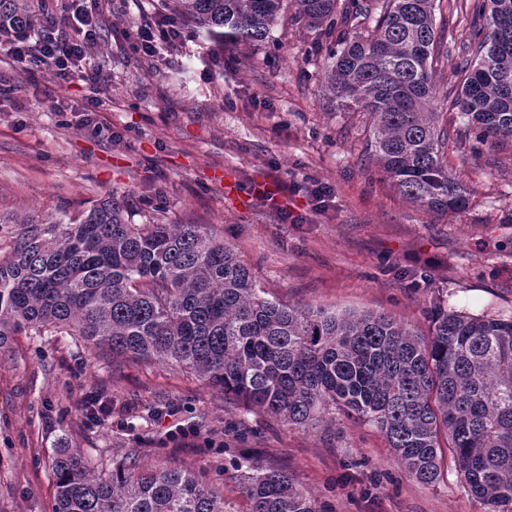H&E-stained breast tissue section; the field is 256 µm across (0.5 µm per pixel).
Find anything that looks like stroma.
Wrapping results in <instances>:
<instances>
[{"instance_id": "35a3bbf8", "label": "stroma", "mask_w": 512, "mask_h": 512, "mask_svg": "<svg viewBox=\"0 0 512 512\" xmlns=\"http://www.w3.org/2000/svg\"><path fill=\"white\" fill-rule=\"evenodd\" d=\"M155 0H80L98 25L89 55L93 85L50 68L0 69V213L59 217L116 194L132 223L202 224L221 234L263 288L289 303L383 312L420 333L435 300L467 314L512 309V147L473 158L451 154L469 185L461 211H426L399 194L370 156L371 121L341 110L325 87L328 44L280 15L269 42L217 47L203 39L159 46L131 38ZM436 26L448 55L435 66L441 91L457 93V48L467 26L458 0H439ZM439 101L449 125L457 110ZM96 125H81V110ZM233 171L228 196L213 171ZM330 185L324 210L300 195L288 214L258 200L252 182ZM111 404L104 422L77 409ZM214 439L187 448L168 437L167 410ZM92 466L133 456L204 472L233 512H249L234 463L249 453L285 469L325 512H486L462 485L452 457L425 486L409 479L370 425L337 417L325 429L289 427L232 401L193 375L152 362L113 366L66 336L20 335L0 362V512H52L48 468L59 440Z\"/></svg>"}]
</instances>
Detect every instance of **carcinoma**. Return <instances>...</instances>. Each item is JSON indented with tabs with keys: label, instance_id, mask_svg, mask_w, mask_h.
<instances>
[{
	"label": "carcinoma",
	"instance_id": "cac0c4a2",
	"mask_svg": "<svg viewBox=\"0 0 512 512\" xmlns=\"http://www.w3.org/2000/svg\"><path fill=\"white\" fill-rule=\"evenodd\" d=\"M284 0H159V14L222 44L270 38ZM296 18L334 38L325 73L336 102L372 117L370 149L397 191L427 211H459L469 187L448 167L436 111L443 41L436 0H292ZM454 75L455 135L477 155L512 142V0L466 5ZM362 18L370 27L350 32ZM39 23L31 0H0V34ZM15 224L0 257V356L19 335L68 336L88 351L196 375L237 410L309 427L340 411L374 427L403 471L431 485L444 451L488 512H512V314L436 305L421 335L383 313L291 305L257 284L202 224H133L109 197L52 221ZM53 512H232L192 470L112 461L103 477L80 452L51 457ZM249 512H321L285 471L243 458Z\"/></svg>",
	"mask_w": 512,
	"mask_h": 512
}]
</instances>
